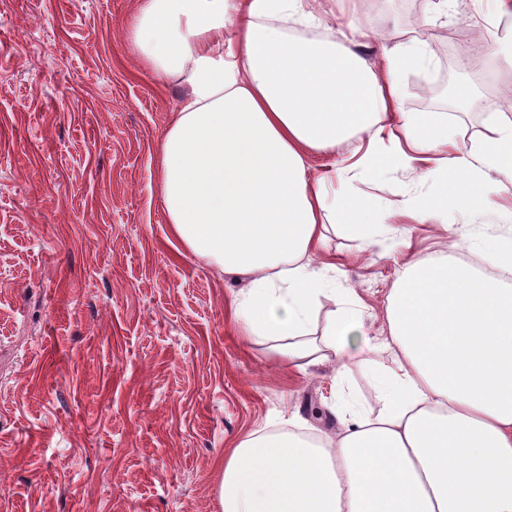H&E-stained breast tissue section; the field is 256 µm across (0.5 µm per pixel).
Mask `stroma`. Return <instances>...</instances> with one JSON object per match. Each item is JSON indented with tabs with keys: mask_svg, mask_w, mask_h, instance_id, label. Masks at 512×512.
I'll use <instances>...</instances> for the list:
<instances>
[{
	"mask_svg": "<svg viewBox=\"0 0 512 512\" xmlns=\"http://www.w3.org/2000/svg\"><path fill=\"white\" fill-rule=\"evenodd\" d=\"M135 0H0V512H220L224 453L250 432L334 436L335 400L381 405L374 354L350 337L344 378L332 364L279 366L243 336L233 301L245 278L186 254L162 213L158 145L178 81L157 85L127 38ZM486 0H366L372 33L425 41L429 63L401 74L403 111L436 112L456 147H479L512 121V69L498 66L499 20ZM463 29L485 50H452L439 30ZM457 83V102L433 93ZM370 136L310 161L328 193L377 204L385 247L329 234L310 262L332 264L368 336L387 333L386 299L405 262L443 260L448 241L487 262L484 245L512 241V185L487 171L477 204L425 217L407 204L437 186L388 166L373 179L349 166ZM364 335V336H365Z\"/></svg>",
	"mask_w": 512,
	"mask_h": 512,
	"instance_id": "obj_1",
	"label": "stroma"
}]
</instances>
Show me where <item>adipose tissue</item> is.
<instances>
[{
	"mask_svg": "<svg viewBox=\"0 0 512 512\" xmlns=\"http://www.w3.org/2000/svg\"><path fill=\"white\" fill-rule=\"evenodd\" d=\"M322 22L315 0H136L128 37L142 66L185 91L160 141L165 220L191 255L249 286L234 300L244 335L273 341L299 367L338 358L361 328L346 299L312 330L331 294L307 258L324 248L330 201L309 176L312 154L399 112L414 169L448 145L434 113L400 112L403 70L424 64L420 43L379 32L369 65L355 40L296 39L287 22ZM512 182V122L478 150L441 160L425 200L435 216L480 196L484 170ZM347 234L378 242L372 209L339 204ZM376 416L354 408L336 439L256 431L224 459L222 512H512V286L450 262L409 263L388 298Z\"/></svg>",
	"mask_w": 512,
	"mask_h": 512,
	"instance_id": "ef3b65f1",
	"label": "adipose tissue"
}]
</instances>
